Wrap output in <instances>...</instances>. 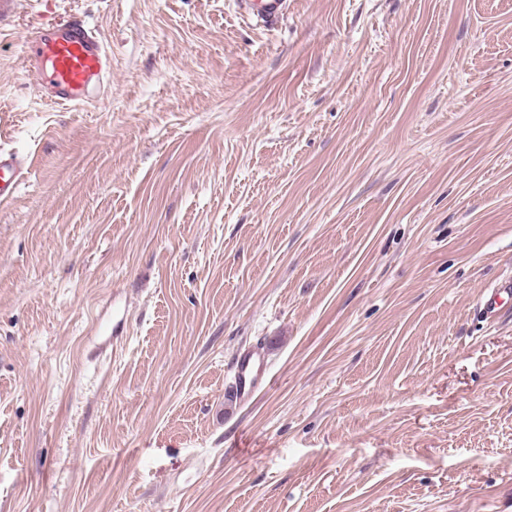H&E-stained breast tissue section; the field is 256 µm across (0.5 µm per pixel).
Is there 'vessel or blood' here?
<instances>
[{"mask_svg":"<svg viewBox=\"0 0 512 512\" xmlns=\"http://www.w3.org/2000/svg\"><path fill=\"white\" fill-rule=\"evenodd\" d=\"M249 14L273 25L286 14L288 0H244ZM30 74L42 96L63 107L89 106L101 98L112 74V58L100 35L76 16L55 17L40 24L26 41ZM29 163L20 154L0 149V204L11 201L24 182ZM512 293V281L493 288L483 306L485 317L499 316L503 296ZM255 351L236 362L233 391L236 398H249Z\"/></svg>","mask_w":512,"mask_h":512,"instance_id":"b4317fda","label":"vessel or blood"}]
</instances>
